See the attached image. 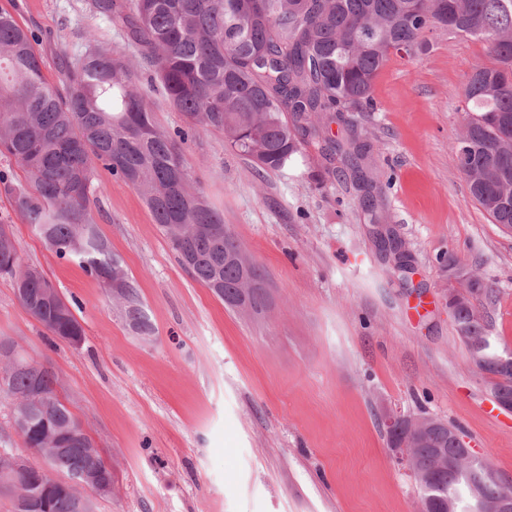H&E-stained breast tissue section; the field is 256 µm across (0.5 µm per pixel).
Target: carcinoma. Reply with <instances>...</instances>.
Wrapping results in <instances>:
<instances>
[{"label":"carcinoma","mask_w":512,"mask_h":512,"mask_svg":"<svg viewBox=\"0 0 512 512\" xmlns=\"http://www.w3.org/2000/svg\"><path fill=\"white\" fill-rule=\"evenodd\" d=\"M124 30L135 58L95 43L61 68L59 85L42 71L35 35L0 11V158L22 170L28 185L0 173L11 198L56 257L75 261L107 287L118 283L128 301L125 316L141 334L154 333L136 281L99 234L94 204L95 163L132 187L184 269L228 303L241 289V265L252 263L260 284L249 296L254 311L266 307L264 270L224 217L192 180L182 145L200 128L224 134V142L256 166L288 168L312 145L329 164L340 161L367 192L372 145L355 126L342 141L330 136L328 119L373 110L380 71L398 55L410 59L435 31L486 44L490 64L472 68L464 87L456 153L469 192L492 219L512 231V0H94ZM163 90L184 125L169 132L154 120L138 73ZM0 275L13 279L16 296L52 336H82L77 316L45 299L53 287L44 272L23 263L9 225L0 224ZM466 326L476 365L498 350L475 304L456 308ZM52 368L17 352L0 395L25 401V425L17 435L27 448L54 436L65 452L56 467L67 473L97 470L100 457L70 444L77 417L57 392ZM43 396L30 398L33 386ZM430 446L415 469L436 475L422 488L431 512H447L476 490L493 504L505 487L478 457L460 462L448 446V429L434 426ZM444 445L449 464L437 468L432 448ZM51 512H78L72 492L56 489Z\"/></svg>","instance_id":"obj_1"}]
</instances>
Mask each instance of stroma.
Returning a JSON list of instances; mask_svg holds the SVG:
<instances>
[{
	"label": "stroma",
	"mask_w": 512,
	"mask_h": 512,
	"mask_svg": "<svg viewBox=\"0 0 512 512\" xmlns=\"http://www.w3.org/2000/svg\"><path fill=\"white\" fill-rule=\"evenodd\" d=\"M0 9L36 33L53 82L89 38L134 52L91 0H0ZM427 40L382 70L374 111L330 125L339 138L352 123L373 144L381 224L353 176L328 173L314 149L270 172L214 130L185 145L186 168L266 272L260 315L194 281L143 199L101 168L92 215L139 286L155 327L142 336L0 193V222L24 262L79 304L84 341L75 350L0 276V336L54 370L114 468L116 489L94 512H420V487L387 446L391 411L457 426L512 485V409L498 405L460 339L438 263L454 254L494 286L476 304L499 353L512 355V232L471 201L455 162L462 90L485 46L453 34ZM380 229L403 243L407 275L380 251Z\"/></svg>",
	"instance_id": "obj_1"
}]
</instances>
